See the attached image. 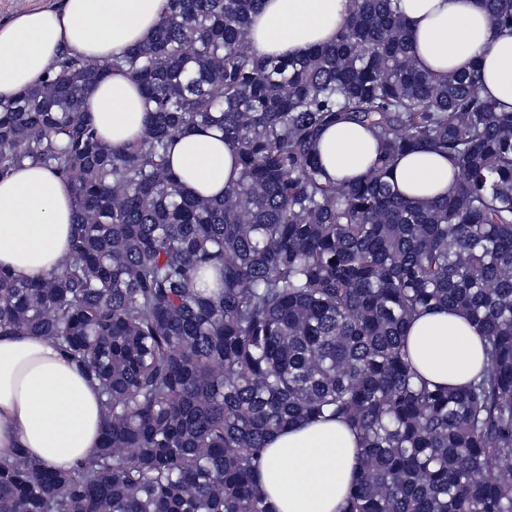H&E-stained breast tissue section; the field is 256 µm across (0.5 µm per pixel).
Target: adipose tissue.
<instances>
[{"label":"adipose tissue","mask_w":512,"mask_h":512,"mask_svg":"<svg viewBox=\"0 0 512 512\" xmlns=\"http://www.w3.org/2000/svg\"><path fill=\"white\" fill-rule=\"evenodd\" d=\"M165 0H62L0 22V100L15 98L52 74L62 56L99 61L147 41ZM350 0H263L250 19L256 57H305L334 43ZM418 67L442 79L478 69L483 96L512 112V33L494 31L480 0H400ZM99 136L121 149L146 128L141 87L113 70L86 101ZM316 150L329 178L359 179L380 151L376 133L346 120L327 127ZM169 163L186 192L218 198L241 167L233 146L214 129L190 126L171 148ZM446 154L415 150L399 156L391 182L407 198L435 199L453 187ZM70 184L48 168L25 164L0 179V267L23 280L60 269L73 226ZM417 370L441 386H462L481 370L484 345L469 318L455 309L417 315L406 332ZM97 385L44 338L0 335V457L21 448L52 470H67L97 452L102 436ZM359 467L358 437L336 420L304 422L268 441L257 481L274 512H340Z\"/></svg>","instance_id":"obj_1"}]
</instances>
